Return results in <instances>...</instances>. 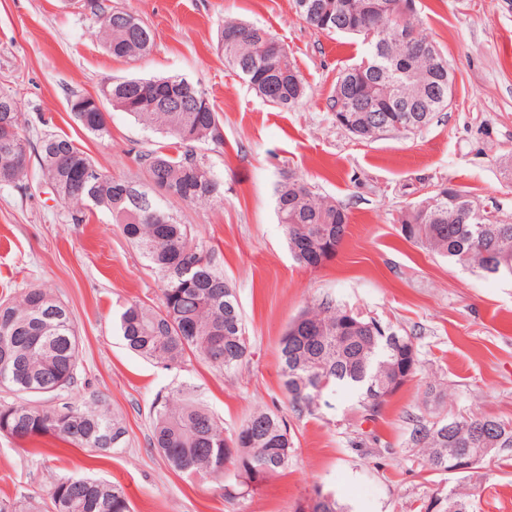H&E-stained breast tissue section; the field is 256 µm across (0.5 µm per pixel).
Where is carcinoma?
Masks as SVG:
<instances>
[{
  "label": "carcinoma",
  "instance_id": "1",
  "mask_svg": "<svg viewBox=\"0 0 512 512\" xmlns=\"http://www.w3.org/2000/svg\"><path fill=\"white\" fill-rule=\"evenodd\" d=\"M305 1L314 12H331L322 32L356 35L367 46L364 60L339 72L331 96L336 124L367 141L382 138L376 123L359 124L336 111L339 101L356 95L371 108L391 104L380 116L390 132L408 134L407 115L415 131L429 126L443 111L435 88L455 82L448 60L430 46L429 56L408 55L395 23L385 15L376 34L366 17L368 0H344L345 13H336V0ZM91 15L99 25L105 47L118 58H140L150 53L153 37L140 19L92 0ZM219 44L226 62L260 97L281 110L295 108L306 95L304 79L276 37L265 27L227 21ZM167 98L182 100L183 108L159 107ZM110 104L133 115L146 127L171 138L138 155L145 174L144 187L103 172L82 177L96 167L92 157L66 136L46 134L36 147L41 179L57 200L70 210L72 220L88 202L112 214L125 236L140 250L148 267L161 279L163 303L158 308L139 301L129 303L118 328L126 347L166 369L197 356L226 373L237 370L249 355V337L236 289L224 277L215 252L193 234L169 208L173 200L185 203L224 199V178L214 173L196 152V144L224 145V127L206 93L189 81L171 76L156 79L117 78L104 81L96 95L78 96L71 108L88 132L109 134L105 113ZM22 113L0 111V185L20 187L28 179L31 143L21 134ZM459 202L431 210L411 207L400 218L405 239L431 254L466 266L483 275L489 267L497 277L512 281V224L499 218L491 205L484 218H469L462 205L470 195L451 188ZM276 213L288 237L294 261L315 267L332 258L346 235L348 216L342 205L312 191L292 176L275 189ZM379 322L357 308L326 297L302 311L278 345L280 376L294 411L312 413L324 394L347 389L358 395L359 409L373 416L419 364V352L410 336L376 330ZM79 342L70 309L49 289L33 287L19 298L0 304V385L18 395L57 397L76 380ZM0 432L18 440L55 437L88 448L102 458L121 447L126 428L118 416L97 406L78 409L67 403L58 408L33 406L25 400L0 404ZM410 442L421 451L429 471L448 473L449 462L476 455L483 448H512V420L458 416L415 420ZM152 443L177 472L209 478L224 486V497L243 496L262 481L288 468L294 437L282 416L260 410L232 433L224 432L202 402L192 397L180 403L165 398L152 413ZM319 503L313 512H341L334 493L314 488ZM52 512H131L119 484L78 476L51 486Z\"/></svg>",
  "mask_w": 512,
  "mask_h": 512
}]
</instances>
